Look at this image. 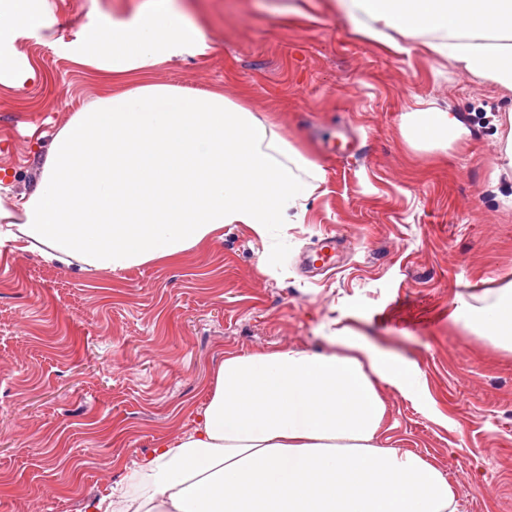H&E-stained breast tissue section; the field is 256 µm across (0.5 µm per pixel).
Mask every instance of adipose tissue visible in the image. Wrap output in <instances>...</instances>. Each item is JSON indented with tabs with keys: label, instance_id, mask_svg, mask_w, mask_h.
Returning a JSON list of instances; mask_svg holds the SVG:
<instances>
[{
	"label": "adipose tissue",
	"instance_id": "ef3b65f1",
	"mask_svg": "<svg viewBox=\"0 0 512 512\" xmlns=\"http://www.w3.org/2000/svg\"><path fill=\"white\" fill-rule=\"evenodd\" d=\"M363 35L393 53L422 38L459 71L512 91V0H337ZM48 0H0V86L36 71L19 45L40 36ZM116 88L56 132L36 189L0 204V237L49 262L125 270L175 260L227 224L259 236L302 223L323 182L271 124L223 92L154 80L157 66L206 56L204 28L180 0H144L111 25L90 21L59 46ZM416 148L445 150L468 130L459 114L420 102L402 126ZM455 323L512 352V281L452 314ZM339 350L283 348L225 354L194 428L158 439L134 461L129 490L105 484L86 512H223L244 486H272L278 512H458L447 476L380 439L383 383L417 378L399 361L336 328Z\"/></svg>",
	"mask_w": 512,
	"mask_h": 512
}]
</instances>
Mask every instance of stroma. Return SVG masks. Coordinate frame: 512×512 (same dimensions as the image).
<instances>
[{"label": "stroma", "instance_id": "1", "mask_svg": "<svg viewBox=\"0 0 512 512\" xmlns=\"http://www.w3.org/2000/svg\"><path fill=\"white\" fill-rule=\"evenodd\" d=\"M139 0H49L51 28L21 43L38 78L0 87V204L32 193L56 131L112 86L57 49L91 14ZM193 0L208 56L158 66L157 82L247 92L258 117L326 176L303 223L220 239L120 272L45 262L0 240V512H83L105 478L188 432L225 353L330 351L334 324L405 364L418 387L382 386L386 448L439 467L459 512H512V354L456 326V300L512 280V168L496 118L512 92L418 40L394 54L330 0ZM463 114L448 152L401 135L418 101ZM340 260L302 277L323 234Z\"/></svg>", "mask_w": 512, "mask_h": 512}]
</instances>
